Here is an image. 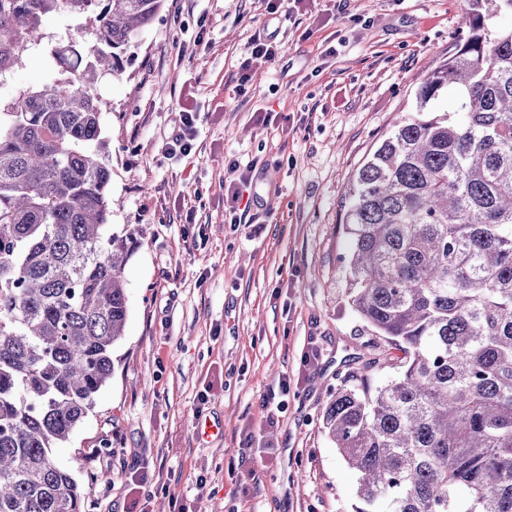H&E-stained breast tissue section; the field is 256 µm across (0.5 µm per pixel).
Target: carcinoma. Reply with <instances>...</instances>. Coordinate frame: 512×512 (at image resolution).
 <instances>
[{"mask_svg": "<svg viewBox=\"0 0 512 512\" xmlns=\"http://www.w3.org/2000/svg\"><path fill=\"white\" fill-rule=\"evenodd\" d=\"M464 43L358 171L346 214L350 302L372 332L323 428L358 475L356 512H512V0H469ZM164 0H0V79L66 11L54 76L0 100V512H85L56 461L112 379L133 233L111 231L99 76L122 70ZM396 349L400 357L388 350Z\"/></svg>", "mask_w": 512, "mask_h": 512, "instance_id": "1", "label": "carcinoma"}]
</instances>
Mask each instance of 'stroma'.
I'll return each mask as SVG.
<instances>
[{
    "label": "stroma",
    "instance_id": "35a3bbf8",
    "mask_svg": "<svg viewBox=\"0 0 512 512\" xmlns=\"http://www.w3.org/2000/svg\"><path fill=\"white\" fill-rule=\"evenodd\" d=\"M467 0H165L121 72L96 95L112 167V229L132 231L128 318L112 379L57 449L85 512H355L357 476L323 429L341 377L369 337L348 296L345 213L358 170L418 86L454 50ZM282 51L237 92L257 31ZM47 45L0 97L50 79ZM198 112L190 154L171 157L175 116ZM256 162L234 224L230 161ZM291 388L274 416L263 400ZM223 424L198 435L195 421ZM255 430L242 456L246 430ZM112 454L94 455L102 438Z\"/></svg>",
    "mask_w": 512,
    "mask_h": 512
}]
</instances>
